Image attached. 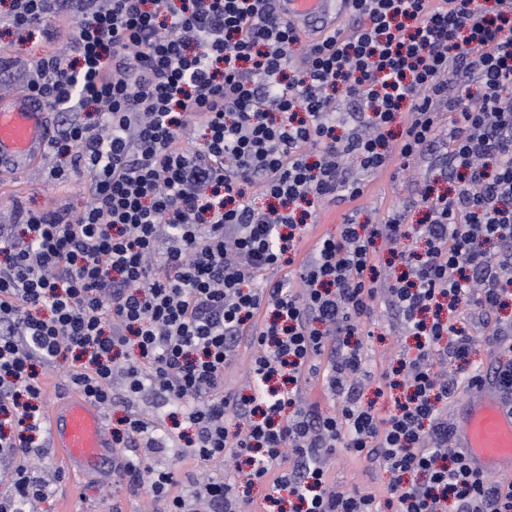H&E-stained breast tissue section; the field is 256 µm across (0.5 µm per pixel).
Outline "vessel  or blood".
Returning <instances> with one entry per match:
<instances>
[{
    "label": "vessel or blood",
    "mask_w": 512,
    "mask_h": 512,
    "mask_svg": "<svg viewBox=\"0 0 512 512\" xmlns=\"http://www.w3.org/2000/svg\"><path fill=\"white\" fill-rule=\"evenodd\" d=\"M277 7L285 21L310 33L336 27L348 12L346 0H277ZM50 133L49 107L41 97L19 91L0 98V178L30 170L44 155ZM456 420L457 443L473 470L512 468V409L504 406L492 381L479 379L465 391ZM44 423L70 469L98 470L112 452L105 416L83 394L54 405Z\"/></svg>",
    "instance_id": "vessel-or-blood-1"
}]
</instances>
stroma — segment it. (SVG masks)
I'll return each mask as SVG.
<instances>
[{"mask_svg":"<svg viewBox=\"0 0 512 512\" xmlns=\"http://www.w3.org/2000/svg\"><path fill=\"white\" fill-rule=\"evenodd\" d=\"M57 35L47 39L42 28L35 27L25 32L0 26V56L12 59L16 75L7 84H0V96L5 97L24 90V74L34 64L49 55L72 57L77 28L71 20H51ZM436 155L417 158L410 171L393 173L386 171L370 179L358 202L339 200L322 204L314 236L335 233L345 215L353 206H361L362 216L371 223L387 221L394 213L405 215L406 223L413 224L422 215L418 206L424 186L434 182L439 175ZM57 158L53 151H46L38 166L16 178L0 182V224L12 223L17 208L30 211L66 208L82 210L87 195V177L72 174L68 179H57L53 170ZM375 312L371 319L363 321L361 329L368 335V368L374 375L392 370L399 359L406 354L414 341L405 336L395 324L383 300L374 303ZM461 318L469 325L474 336V361L483 371H490L500 359L496 347L485 343L484 338L492 330L496 319L512 321V308L499 311L497 317L481 315L478 309L467 307L461 310ZM137 409L152 421L155 432L165 437L167 448L164 453H152L140 449L144 464L172 469L178 479L174 490L187 493L192 489L195 477L193 461L184 455L179 430L168 418L169 406L156 395L146 392L124 403L114 399L107 411L109 424H116L128 409ZM36 474L47 482L51 494L42 502L41 512H158L159 506L143 486L129 484L123 477H113L111 470L97 473L78 474L68 468L64 460L51 448H44L34 460ZM327 475L330 484L337 490L352 493L368 491L377 499H385L384 492L390 475L378 463L355 456L347 448L336 447L326 458Z\"/></svg>","mask_w":512,"mask_h":512,"instance_id":"1","label":"stroma"}]
</instances>
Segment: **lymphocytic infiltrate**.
<instances>
[{
  "label": "lymphocytic infiltrate",
  "instance_id": "f902f5d3",
  "mask_svg": "<svg viewBox=\"0 0 512 512\" xmlns=\"http://www.w3.org/2000/svg\"><path fill=\"white\" fill-rule=\"evenodd\" d=\"M351 2V29L306 40L274 0H10L17 30L50 14L78 25L74 58H41L26 86L59 119L56 176L85 174L89 200L0 225V417L14 430L0 431V512L49 495L25 459L44 431L38 369L67 354L86 397L110 408L118 375L130 395L152 389L189 425L197 468L223 462L180 494L172 470L123 459L163 512H241L240 474L297 512H380L375 494L329 486L325 453L341 441L390 473L396 512H512V481L471 471L439 409L457 388L443 363L477 371L450 314L512 295V0ZM443 109L456 115L449 187L423 189V221L398 212L366 230L353 212L302 251L317 205L408 167ZM293 263L298 283L264 279ZM381 295L417 340L376 390L385 414L359 400L356 337ZM248 325L250 392L229 397L224 367ZM127 345L136 354L119 358ZM328 348L334 415L300 391Z\"/></svg>",
  "mask_w": 512,
  "mask_h": 512
}]
</instances>
